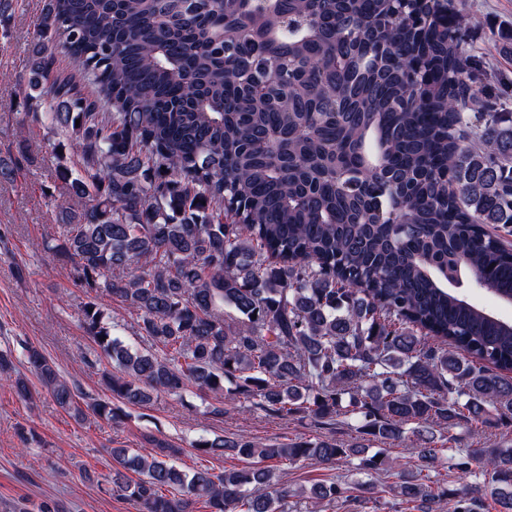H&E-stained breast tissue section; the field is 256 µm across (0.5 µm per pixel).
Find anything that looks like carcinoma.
<instances>
[{"label":"carcinoma","mask_w":512,"mask_h":512,"mask_svg":"<svg viewBox=\"0 0 512 512\" xmlns=\"http://www.w3.org/2000/svg\"><path fill=\"white\" fill-rule=\"evenodd\" d=\"M464 2L47 0L29 99L83 165L59 166L74 204L44 251L76 266L112 369L110 397L84 406L30 346L42 387L116 427L114 401L189 386L243 413L356 421L347 443L196 441L244 462L217 474L177 467L155 437L148 455L113 448L112 491L138 512H288L276 467L305 460L353 477L310 487L308 512H379L360 491L397 447L424 464L392 488L399 504L483 512L489 496L512 512V446L446 436L512 420V321L454 292L468 280L512 302V246L489 230L512 227V107L464 39ZM58 50L98 98L54 73ZM101 292L136 315L142 347L112 335ZM445 456L451 490L434 475Z\"/></svg>","instance_id":"obj_1"}]
</instances>
